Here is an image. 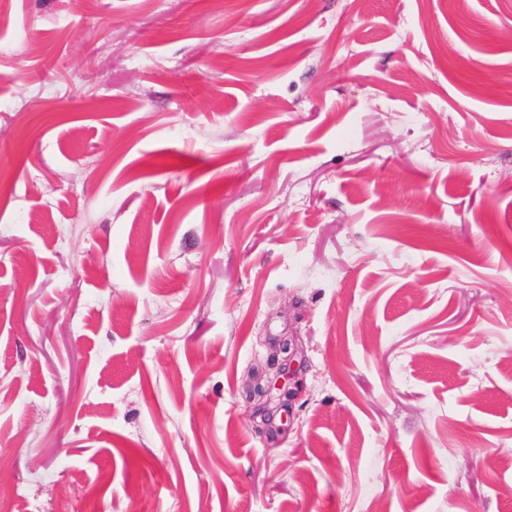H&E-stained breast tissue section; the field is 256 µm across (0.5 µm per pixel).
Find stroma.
I'll return each mask as SVG.
<instances>
[{
	"instance_id": "stroma-1",
	"label": "stroma",
	"mask_w": 512,
	"mask_h": 512,
	"mask_svg": "<svg viewBox=\"0 0 512 512\" xmlns=\"http://www.w3.org/2000/svg\"><path fill=\"white\" fill-rule=\"evenodd\" d=\"M0 180V512H512V0H11ZM298 344L293 338L284 337L279 340L276 347L277 357L281 356V364L277 373L270 378L265 386L257 387L255 394L259 397H268L271 401L272 398L277 397L280 401V407L287 404V402L294 396V388L291 385H296L293 374L290 371L292 363L298 354Z\"/></svg>"
}]
</instances>
